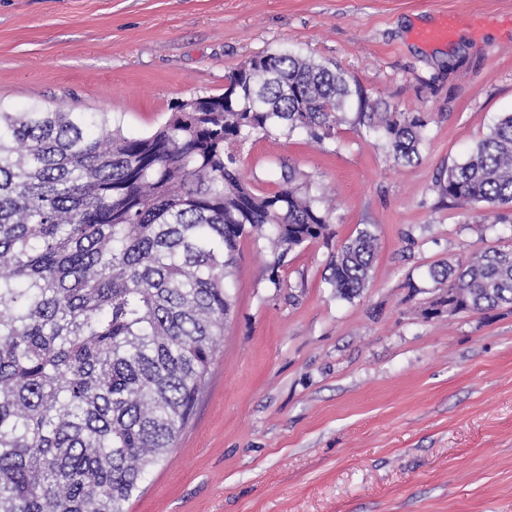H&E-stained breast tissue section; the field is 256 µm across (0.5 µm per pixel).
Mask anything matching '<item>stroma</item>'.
I'll return each mask as SVG.
<instances>
[{
	"label": "stroma",
	"instance_id": "stroma-1",
	"mask_svg": "<svg viewBox=\"0 0 512 512\" xmlns=\"http://www.w3.org/2000/svg\"><path fill=\"white\" fill-rule=\"evenodd\" d=\"M279 50L338 65L360 97L322 139L244 143L240 168L260 192L304 173L330 234L277 267L241 239L208 386L129 512H512V308L423 313L431 267L512 249V207L487 219L438 186L512 113V0H0V104L148 135ZM363 100L423 120L419 160L394 161ZM365 228L371 280L338 298L331 262Z\"/></svg>",
	"mask_w": 512,
	"mask_h": 512
}]
</instances>
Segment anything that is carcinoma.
<instances>
[{
  "label": "carcinoma",
  "mask_w": 512,
  "mask_h": 512,
  "mask_svg": "<svg viewBox=\"0 0 512 512\" xmlns=\"http://www.w3.org/2000/svg\"><path fill=\"white\" fill-rule=\"evenodd\" d=\"M224 92L172 105L136 136L105 112L0 105V512H127L192 417L221 350L224 281L244 237L278 267L329 235L299 170L254 190L236 148L253 135L342 121L347 75L287 51L255 56ZM360 121L412 162L422 120L365 104ZM460 205L512 206V113L439 180ZM376 238L343 242L330 280L367 287ZM426 314L512 306V250L430 269Z\"/></svg>",
  "instance_id": "carcinoma-1"
}]
</instances>
